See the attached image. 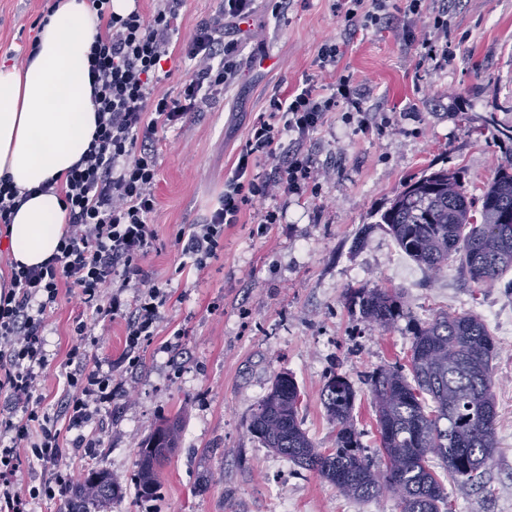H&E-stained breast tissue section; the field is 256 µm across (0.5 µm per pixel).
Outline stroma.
Returning a JSON list of instances; mask_svg holds the SVG:
<instances>
[{
	"instance_id": "35a3bbf8",
	"label": "stroma",
	"mask_w": 512,
	"mask_h": 512,
	"mask_svg": "<svg viewBox=\"0 0 512 512\" xmlns=\"http://www.w3.org/2000/svg\"><path fill=\"white\" fill-rule=\"evenodd\" d=\"M448 39L455 55L443 65L423 60L417 46L393 33L359 31L339 64L367 95L368 133L355 132L342 112L308 142L318 163L331 166L318 196L267 200L283 218L268 237L248 224L224 231V249L203 271L179 270L173 245L181 225L200 222L224 191V176L254 118L275 92L294 89L319 45L340 37L342 18L328 0H296L276 18L259 0L243 40L244 67L207 111L169 131L159 156L152 222L162 244L144 263L169 278L172 298L155 338L136 367L122 365V322L99 321L94 354L104 367L120 363L131 397L103 417L105 447L70 455L76 475L111 473L121 495L104 512H400L390 494L362 501L272 449L247 430L276 376L291 375L301 392L303 426L318 447L336 445V427L322 389L332 375L355 394L353 422L370 458L379 439L369 387L378 367L407 360L412 336L406 319L383 328L363 319L347 297L352 288L387 286L403 293L408 317L425 322L444 312L476 314L494 334L498 451L480 477L445 480L453 512H512V271L472 287L458 260L441 270L418 266L397 246L381 215L405 183L456 172L480 194L497 168L512 163V0H453ZM49 0H0V61L29 45L34 22ZM77 300L45 318L50 364L42 393L61 410V364L74 345ZM183 329L178 352L162 337ZM182 414L180 443L160 470L156 498L135 492L139 451L159 424Z\"/></svg>"
}]
</instances>
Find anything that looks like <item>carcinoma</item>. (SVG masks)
<instances>
[{
    "mask_svg": "<svg viewBox=\"0 0 512 512\" xmlns=\"http://www.w3.org/2000/svg\"><path fill=\"white\" fill-rule=\"evenodd\" d=\"M382 223L418 265L436 271L455 257L476 287L492 284L512 270V165L496 169L476 201L456 173L426 174L403 187ZM349 299L363 318L383 327L405 316L394 288H355ZM495 356V341L477 315L443 314L414 324L407 364L381 366L370 376L382 470L362 453L351 419L355 394L339 375L322 390L324 407L336 423V447H316L302 428L299 391L286 374L274 379L248 430L348 498L371 499L387 490L399 500L401 512H441L447 493L433 462L451 479L470 480L497 452ZM179 424L177 418L167 421L140 449L139 498L156 493L157 467L178 447ZM119 493L104 471L75 487L79 512L103 508Z\"/></svg>",
    "mask_w": 512,
    "mask_h": 512,
    "instance_id": "1",
    "label": "carcinoma"
}]
</instances>
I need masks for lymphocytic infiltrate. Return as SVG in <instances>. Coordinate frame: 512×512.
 I'll list each match as a JSON object with an SVG mask.
<instances>
[{
	"mask_svg": "<svg viewBox=\"0 0 512 512\" xmlns=\"http://www.w3.org/2000/svg\"><path fill=\"white\" fill-rule=\"evenodd\" d=\"M256 0H219L215 17L201 21L181 38L177 19L183 0H159L151 19L140 9L120 14L112 0H88L103 28L89 52V79L97 129L84 156L67 173L61 188L67 225L57 253L38 266L12 264L8 288L0 290V512H34L36 503L69 499L74 475L67 448L90 453L102 447L100 414L128 388L102 371L89 348L96 337L77 319L71 331L78 342L63 364L64 407L54 412L37 393L48 364L45 315L63 290H75L81 304L100 320L125 323L124 363L139 364L145 346L158 334L161 310L171 300L166 280L143 267L157 249L151 222L157 205L159 145L170 128L202 112L236 82L242 72V25L253 16ZM346 35L322 43L317 71L301 86L273 94L265 112L249 127L224 179L219 205L200 223L179 228L173 244L182 267L204 270L224 247V229L257 214V236L280 223L261 203L281 195L316 193L330 175L316 166L304 145L346 104L359 130H366L362 91L352 75L337 67L351 38L369 28L383 29L415 42L411 21L428 18L436 40L422 42L430 59H448L449 9H430L427 0H404L395 20L389 0H333ZM189 64L177 94L159 92L168 79L164 64L172 56ZM135 289L125 299L127 289ZM52 466L51 477L22 481L23 468Z\"/></svg>",
	"mask_w": 512,
	"mask_h": 512,
	"instance_id": "1",
	"label": "lymphocytic infiltrate"
}]
</instances>
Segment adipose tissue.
I'll return each instance as SVG.
<instances>
[{
    "label": "adipose tissue",
    "instance_id": "1",
    "mask_svg": "<svg viewBox=\"0 0 512 512\" xmlns=\"http://www.w3.org/2000/svg\"><path fill=\"white\" fill-rule=\"evenodd\" d=\"M99 32L84 0H62L38 30L35 58L22 68L0 63V178L32 193L0 243L27 266L53 257L66 227L60 196L40 185L62 180L96 130L88 54Z\"/></svg>",
    "mask_w": 512,
    "mask_h": 512
}]
</instances>
